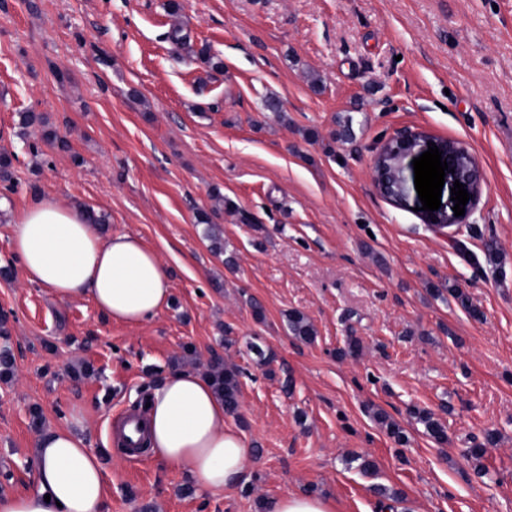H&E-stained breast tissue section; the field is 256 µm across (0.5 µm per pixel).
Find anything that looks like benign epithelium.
<instances>
[{
    "instance_id": "7a95c632",
    "label": "benign epithelium",
    "mask_w": 512,
    "mask_h": 512,
    "mask_svg": "<svg viewBox=\"0 0 512 512\" xmlns=\"http://www.w3.org/2000/svg\"><path fill=\"white\" fill-rule=\"evenodd\" d=\"M423 135L405 130L397 137L381 144L373 166V181L376 188L392 201L399 203L405 196L406 158L421 147ZM442 156L449 159L455 175L472 187L475 195L481 193V177L476 157L461 142L443 140L437 142ZM459 222V218L446 211L434 212L427 216V223L441 231Z\"/></svg>"
}]
</instances>
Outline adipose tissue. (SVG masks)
<instances>
[{"label": "adipose tissue", "mask_w": 512, "mask_h": 512, "mask_svg": "<svg viewBox=\"0 0 512 512\" xmlns=\"http://www.w3.org/2000/svg\"><path fill=\"white\" fill-rule=\"evenodd\" d=\"M12 246L27 283L58 300L86 297L107 319L139 325L168 307L172 288L158 254L136 235L101 236L80 204L52 198L32 202L10 220ZM144 419L151 457L179 469L194 488H237L250 450L224 423V401L211 379L186 368L153 385ZM34 491L0 493V512H109L106 469L85 436L46 428L35 442Z\"/></svg>", "instance_id": "ef3b65f1"}]
</instances>
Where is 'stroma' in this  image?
<instances>
[{
    "mask_svg": "<svg viewBox=\"0 0 512 512\" xmlns=\"http://www.w3.org/2000/svg\"><path fill=\"white\" fill-rule=\"evenodd\" d=\"M163 3L0 0V154L13 159L0 195L14 212L38 197L95 207L101 235L139 236L173 288L138 326L56 302L24 281L0 217V347L14 360L0 374V493L32 490L37 436L74 426L105 458L110 512H267L290 490L382 512L377 485L394 512H512V0H180L175 17ZM177 22L191 51L167 38ZM204 46L214 64L194 57ZM30 110L41 121L22 128ZM405 128L479 160L481 194L447 233L415 187L399 205L373 185L376 147ZM446 281L478 316L431 295ZM291 311L313 343L289 334ZM215 359L243 372L224 422L251 450L222 496L114 445L156 378ZM418 409L446 423V444ZM288 330L292 336L305 343H311L316 336L315 327L310 319L297 311L288 314Z\"/></svg>",
    "mask_w": 512,
    "mask_h": 512,
    "instance_id": "1",
    "label": "stroma"
}]
</instances>
